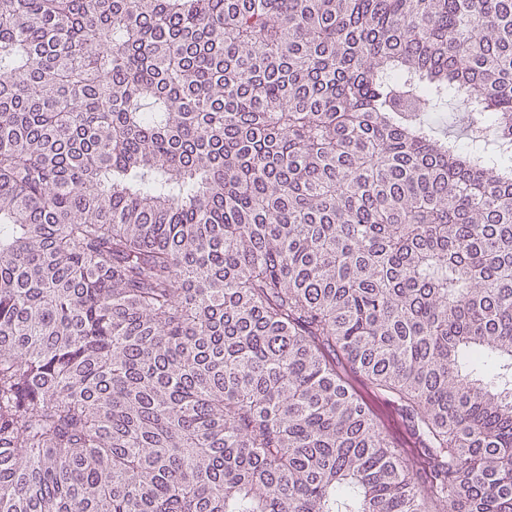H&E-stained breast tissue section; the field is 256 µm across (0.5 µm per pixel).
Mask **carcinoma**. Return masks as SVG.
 <instances>
[{
  "label": "carcinoma",
  "mask_w": 512,
  "mask_h": 512,
  "mask_svg": "<svg viewBox=\"0 0 512 512\" xmlns=\"http://www.w3.org/2000/svg\"><path fill=\"white\" fill-rule=\"evenodd\" d=\"M0 512H512V0H0ZM355 391L360 394L377 415L380 426L399 448H412V440L402 419L393 405L383 396L372 391L361 377L349 374L347 377Z\"/></svg>",
  "instance_id": "obj_1"
}]
</instances>
